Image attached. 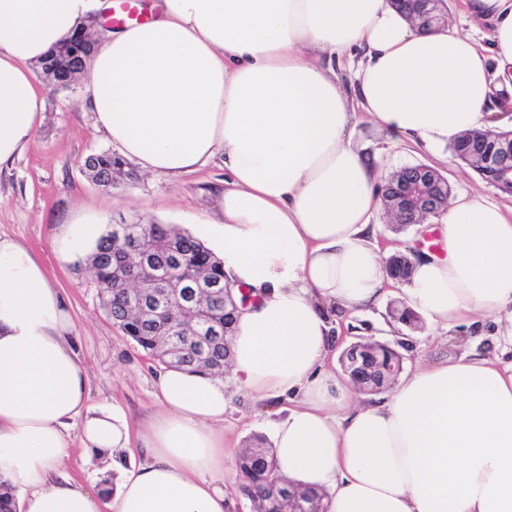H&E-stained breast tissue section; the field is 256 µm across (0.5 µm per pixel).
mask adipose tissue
Here are the masks:
<instances>
[{
  "instance_id": "ef3b65f1",
  "label": "adipose tissue",
  "mask_w": 512,
  "mask_h": 512,
  "mask_svg": "<svg viewBox=\"0 0 512 512\" xmlns=\"http://www.w3.org/2000/svg\"><path fill=\"white\" fill-rule=\"evenodd\" d=\"M108 6L0 0V164L42 123L32 65ZM468 11L491 27L490 51L452 27L419 29L390 0H163L151 22L104 37L83 74L96 129L174 180L223 162L222 219L199 230L254 301L236 319L231 383L159 374L144 462L115 486H85L59 467L71 440L110 456L129 447L130 423L91 403L66 302L41 261L0 236V478L18 512H231V384L288 401L271 450L294 485L326 491L324 512H512V359L419 364L365 403L333 368L334 316L392 293L370 240L383 200L355 113L433 151L496 127L512 0H468ZM356 50L349 93L333 62ZM438 230L440 253L412 257L404 307L435 329L512 322V213L464 193Z\"/></svg>"
}]
</instances>
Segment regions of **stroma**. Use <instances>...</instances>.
<instances>
[{
  "instance_id": "35a3bbf8",
  "label": "stroma",
  "mask_w": 512,
  "mask_h": 512,
  "mask_svg": "<svg viewBox=\"0 0 512 512\" xmlns=\"http://www.w3.org/2000/svg\"><path fill=\"white\" fill-rule=\"evenodd\" d=\"M35 83L45 97L43 121L25 151L11 164L0 167V235L25 243L44 261L71 310L78 354L89 375L91 402L112 404L136 431L159 409L155 381L161 366L113 324L88 272V251L61 262L53 256L50 242L79 212L104 216L110 224L155 222L195 233L198 224L216 216V195L223 187L224 167L216 162L175 181L141 171L132 185L103 190L89 179L84 162L90 154L110 149L111 144L95 128L82 81L64 88L49 85L39 76ZM355 142L381 175L426 164L445 175L453 193L478 192L491 202L512 207V196L489 186L454 158L439 156L415 139L392 137L367 117L358 119ZM389 309L385 301L377 308L338 319L337 351L371 338L396 349L404 368L410 369L442 357L499 349L495 320L451 331L426 325L409 329L393 321ZM281 408L278 400L229 387L224 412L226 446L240 449L252 435L270 436L269 423L279 417ZM142 458L141 450L135 447L118 453L117 464L111 467L97 459L84 461L82 449L75 445L65 466L78 480L94 473L111 484Z\"/></svg>"
}]
</instances>
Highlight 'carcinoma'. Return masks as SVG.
Masks as SVG:
<instances>
[{"instance_id": "1", "label": "carcinoma", "mask_w": 512, "mask_h": 512, "mask_svg": "<svg viewBox=\"0 0 512 512\" xmlns=\"http://www.w3.org/2000/svg\"><path fill=\"white\" fill-rule=\"evenodd\" d=\"M78 35L74 34L60 44L41 64L42 75L67 85L77 68H84L89 55L77 48ZM85 168L93 183L110 189L121 183L133 182L136 172L120 155L104 150L88 156ZM143 245H150L160 255L173 254L174 262L168 264L173 278L182 285H189L196 275H205L215 283L224 285V264L201 241L188 233L180 232L164 224H146ZM124 245L112 239V231H106L98 240L90 256V268L112 322L147 355L166 368L207 372L224 376V360L229 357V340L234 330V311L224 308L223 290L218 295L195 303V310L205 316V322L221 329L222 334L209 339L205 352H200L190 336L189 322L181 306L174 305L168 314L157 318L141 319L126 308V288L113 279L112 259L118 257ZM402 371V358L389 345H381L360 357L354 368L358 387L368 393L377 392L382 380L394 382ZM240 477V492L253 504L256 512H302L305 503L302 496L313 505L322 506L326 493L291 485L278 471L266 441L255 436L250 446L244 448L236 461Z\"/></svg>"}]
</instances>
